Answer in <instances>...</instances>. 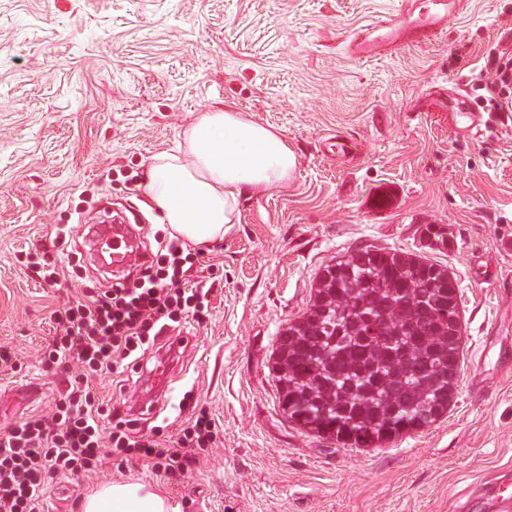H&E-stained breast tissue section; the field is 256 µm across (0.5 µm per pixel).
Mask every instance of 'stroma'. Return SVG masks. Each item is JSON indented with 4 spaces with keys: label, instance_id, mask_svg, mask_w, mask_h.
<instances>
[{
    "label": "stroma",
    "instance_id": "35a3bbf8",
    "mask_svg": "<svg viewBox=\"0 0 512 512\" xmlns=\"http://www.w3.org/2000/svg\"><path fill=\"white\" fill-rule=\"evenodd\" d=\"M429 0H0V433L50 411L78 363L46 367L52 313L111 287L87 231L103 205L144 231L125 269L137 275L167 225L142 188L149 159L172 151L203 111L235 106L284 133L298 158L283 186L243 197L240 221L204 246L214 275L205 323L155 407L137 368L92 386L136 431L177 433L194 405L218 434L182 479L136 458L48 479L43 512H80L102 481L163 489L178 512H483L485 483H512V367L487 350L512 345V112H488L477 76L493 44L512 47V0H445L428 33ZM402 16L409 38L383 45L372 23ZM358 34L370 48L353 56ZM483 113L476 138L448 121L457 88ZM340 137L346 153L329 150ZM443 228L430 248L427 225ZM402 249L446 265L463 342L447 412L374 448L321 437L283 414L270 374L279 331L310 307L316 280L360 249ZM53 250L48 285L22 253ZM80 257L79 278L70 262Z\"/></svg>",
    "mask_w": 512,
    "mask_h": 512
}]
</instances>
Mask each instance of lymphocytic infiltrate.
<instances>
[{"mask_svg": "<svg viewBox=\"0 0 512 512\" xmlns=\"http://www.w3.org/2000/svg\"><path fill=\"white\" fill-rule=\"evenodd\" d=\"M484 89L488 110H512L511 49H489ZM198 262V254L166 240L133 281L105 290L85 287L81 299L55 311L44 361L76 360L82 374L55 398L51 415H26L0 435V512H38L50 475L91 472L110 457L132 453L154 471L184 475L214 443L217 430L207 408H193L176 435H139L131 421L113 419L88 385L114 364L135 363L165 330L208 317L210 290L189 278Z\"/></svg>", "mask_w": 512, "mask_h": 512, "instance_id": "lymphocytic-infiltrate-1", "label": "lymphocytic infiltrate"}]
</instances>
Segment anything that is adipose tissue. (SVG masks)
<instances>
[{"label":"adipose tissue","mask_w":512,"mask_h":512,"mask_svg":"<svg viewBox=\"0 0 512 512\" xmlns=\"http://www.w3.org/2000/svg\"><path fill=\"white\" fill-rule=\"evenodd\" d=\"M297 155L279 130L224 106L200 113L178 148L153 156L144 193L171 235L193 246L223 239L239 221V199L287 183ZM81 512H176L155 487L109 481L85 497Z\"/></svg>","instance_id":"ef3b65f1"}]
</instances>
